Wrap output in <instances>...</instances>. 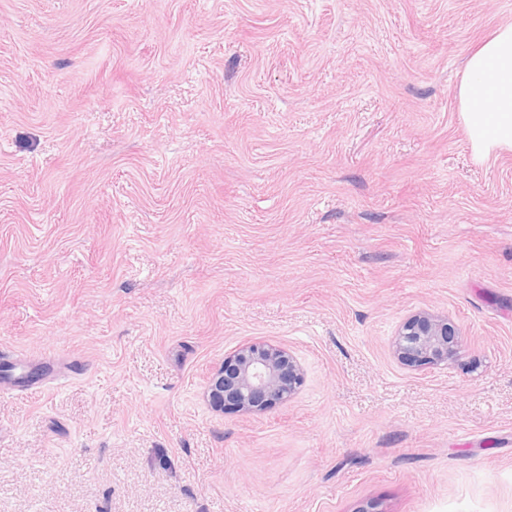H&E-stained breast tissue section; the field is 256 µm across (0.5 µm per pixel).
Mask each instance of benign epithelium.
Segmentation results:
<instances>
[{
    "instance_id": "obj_1",
    "label": "benign epithelium",
    "mask_w": 512,
    "mask_h": 512,
    "mask_svg": "<svg viewBox=\"0 0 512 512\" xmlns=\"http://www.w3.org/2000/svg\"><path fill=\"white\" fill-rule=\"evenodd\" d=\"M393 351L417 367L446 365L461 353L453 324L427 313L400 326ZM303 382L302 369L287 349L266 342L237 348L208 377L206 397L212 406L241 413L269 411L288 402Z\"/></svg>"
}]
</instances>
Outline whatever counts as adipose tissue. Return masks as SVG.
I'll list each match as a JSON object with an SVG mask.
<instances>
[{"mask_svg":"<svg viewBox=\"0 0 512 512\" xmlns=\"http://www.w3.org/2000/svg\"><path fill=\"white\" fill-rule=\"evenodd\" d=\"M458 104L476 157L512 151V25L469 56Z\"/></svg>","mask_w":512,"mask_h":512,"instance_id":"adipose-tissue-1","label":"adipose tissue"}]
</instances>
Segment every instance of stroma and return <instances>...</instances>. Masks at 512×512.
<instances>
[{
    "mask_svg": "<svg viewBox=\"0 0 512 512\" xmlns=\"http://www.w3.org/2000/svg\"><path fill=\"white\" fill-rule=\"evenodd\" d=\"M512 0H0V512H512ZM448 318L445 367L393 354ZM304 382L205 400L242 344ZM487 99L490 112L483 109ZM458 104L476 157L512 151V25L498 28L469 56ZM457 336L448 318L420 313L400 326L393 341V351L399 360L413 366L448 365L461 353ZM302 382V369L289 350L252 342L225 357L210 374L206 397L220 410L265 412L288 402Z\"/></svg>",
    "mask_w": 512,
    "mask_h": 512,
    "instance_id": "1",
    "label": "stroma"
}]
</instances>
